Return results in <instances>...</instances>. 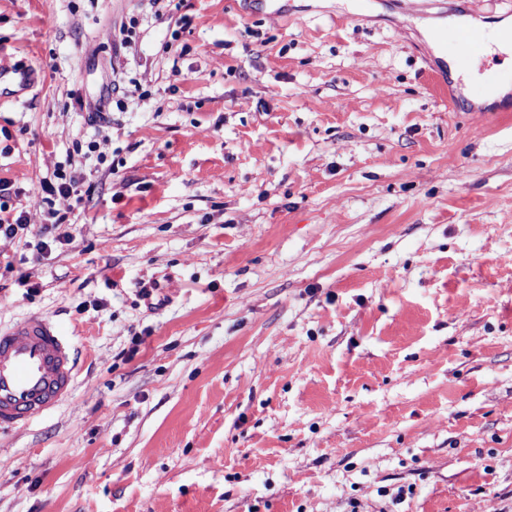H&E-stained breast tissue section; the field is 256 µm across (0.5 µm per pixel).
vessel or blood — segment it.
<instances>
[{"mask_svg":"<svg viewBox=\"0 0 512 512\" xmlns=\"http://www.w3.org/2000/svg\"><path fill=\"white\" fill-rule=\"evenodd\" d=\"M440 48L461 43L483 48L481 28L448 25L435 31ZM471 57H439L430 69L440 90L448 88V69L469 68ZM33 68L0 63V98L32 87ZM79 354L69 336L41 315H31L0 329V430L23 427L61 404L76 379Z\"/></svg>","mask_w":512,"mask_h":512,"instance_id":"1","label":"vessel or blood"}]
</instances>
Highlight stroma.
I'll return each instance as SVG.
<instances>
[{
  "label": "stroma",
  "mask_w": 512,
  "mask_h": 512,
  "mask_svg": "<svg viewBox=\"0 0 512 512\" xmlns=\"http://www.w3.org/2000/svg\"><path fill=\"white\" fill-rule=\"evenodd\" d=\"M421 2L0 0V325L80 352L0 512H512V112ZM434 40L442 50V57L436 59V64L430 68L438 88L446 91L448 88V46L461 43L470 44L475 50H483V34L479 27L467 25H448L435 31ZM35 72L29 65H4L0 57V98H9L34 84Z\"/></svg>",
  "instance_id": "stroma-1"
}]
</instances>
